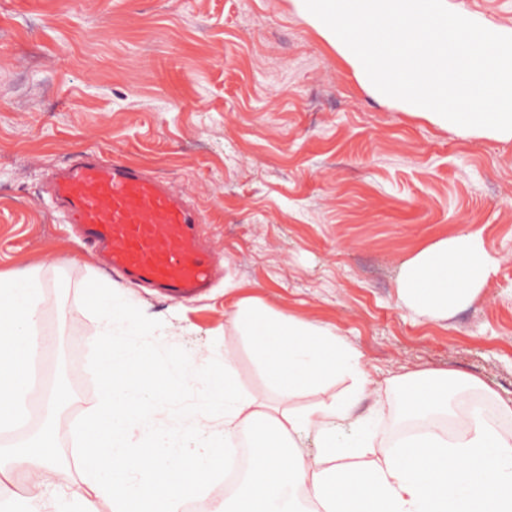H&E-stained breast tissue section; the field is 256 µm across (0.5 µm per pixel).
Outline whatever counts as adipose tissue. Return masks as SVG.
I'll list each match as a JSON object with an SVG mask.
<instances>
[{
	"label": "adipose tissue",
	"instance_id": "1",
	"mask_svg": "<svg viewBox=\"0 0 512 512\" xmlns=\"http://www.w3.org/2000/svg\"><path fill=\"white\" fill-rule=\"evenodd\" d=\"M493 260L480 230L437 241L405 262L397 280L401 307L445 318L479 296ZM43 284L33 274H0V424L20 409L26 367L37 346ZM233 325L264 371L267 389L243 392L232 375L195 376L203 415L223 414L216 443L246 437L249 467L239 488L214 512H512V436L502 433L481 408L459 409L448 398L452 385L481 382L454 371L419 372L397 382L402 420L414 429L378 453L369 421L356 415L369 380L361 354L328 328L276 314L259 299L236 302ZM99 404L80 430L82 481L57 506L62 512H180L188 486H204L223 468L214 445L185 459L158 434L135 442L153 404L173 398L188 379L166 360L131 347L111 325L96 330ZM354 380L352 392L305 408L292 402L316 394L336 375ZM464 427L458 435L437 417ZM313 432L318 451L304 454L297 441ZM56 442L45 432L33 444L0 448V472L26 482L32 494L21 512H39L38 494L56 474Z\"/></svg>",
	"mask_w": 512,
	"mask_h": 512
}]
</instances>
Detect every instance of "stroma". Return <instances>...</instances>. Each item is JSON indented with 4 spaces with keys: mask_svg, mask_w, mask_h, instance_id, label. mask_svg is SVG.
I'll use <instances>...</instances> for the list:
<instances>
[{
    "mask_svg": "<svg viewBox=\"0 0 512 512\" xmlns=\"http://www.w3.org/2000/svg\"><path fill=\"white\" fill-rule=\"evenodd\" d=\"M512 31V0H447ZM165 180L198 209L218 259L213 288L173 301L97 263L49 201L54 174L83 151ZM494 263L479 298L445 319L402 309L400 265L468 228ZM37 271L41 333L19 421L27 439L64 403L52 434L59 470L42 490L54 512L81 480L79 421L98 402L91 341L96 282L135 315L128 335L177 370L233 372L251 393L265 377L232 325L238 299L330 328L363 356L374 384L409 372L480 378L457 405L512 408V140L463 137L374 98L292 0H0V272ZM202 394L188 382L156 404L146 434L191 454ZM382 448L398 435L396 390L366 394Z\"/></svg>",
    "mask_w": 512,
    "mask_h": 512,
    "instance_id": "1",
    "label": "stroma"
}]
</instances>
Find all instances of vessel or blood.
Segmentation results:
<instances>
[{"label": "vessel or blood", "mask_w": 512, "mask_h": 512, "mask_svg": "<svg viewBox=\"0 0 512 512\" xmlns=\"http://www.w3.org/2000/svg\"><path fill=\"white\" fill-rule=\"evenodd\" d=\"M51 193L61 221L81 225L129 282L177 300L210 286L200 213L140 168L88 151L54 178Z\"/></svg>", "instance_id": "vessel-or-blood-1"}]
</instances>
